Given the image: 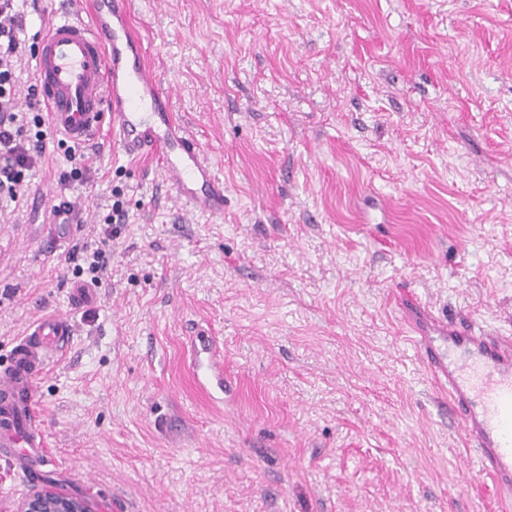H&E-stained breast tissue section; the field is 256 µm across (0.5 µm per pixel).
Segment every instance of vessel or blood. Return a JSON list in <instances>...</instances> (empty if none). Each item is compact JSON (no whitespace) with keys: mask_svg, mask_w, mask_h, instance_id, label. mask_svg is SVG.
Returning <instances> with one entry per match:
<instances>
[{"mask_svg":"<svg viewBox=\"0 0 512 512\" xmlns=\"http://www.w3.org/2000/svg\"><path fill=\"white\" fill-rule=\"evenodd\" d=\"M134 0H91L88 10L60 9L34 58L53 130L90 143L101 125L127 156H156L166 181L190 211L224 214V182L196 139L168 108L169 89L148 64L131 26ZM411 341L448 395L480 472L512 496V336L434 320L410 326ZM73 327L67 316L37 319L12 345L0 371V459L34 484L48 460L35 416V381L64 355ZM193 371L202 386L224 392V356L214 337L191 339Z\"/></svg>","mask_w":512,"mask_h":512,"instance_id":"obj_1","label":"vessel or blood"}]
</instances>
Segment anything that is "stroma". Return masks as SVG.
Here are the masks:
<instances>
[{
	"mask_svg": "<svg viewBox=\"0 0 512 512\" xmlns=\"http://www.w3.org/2000/svg\"><path fill=\"white\" fill-rule=\"evenodd\" d=\"M135 6L224 216L186 211L104 129L73 236L32 202L56 141L0 204V370L39 316L73 319L37 383L45 484L95 512H512L406 332L512 336V0ZM115 188L110 266L72 306L64 257ZM199 332L224 352L220 404L189 368Z\"/></svg>",
	"mask_w": 512,
	"mask_h": 512,
	"instance_id": "obj_1",
	"label": "stroma"
}]
</instances>
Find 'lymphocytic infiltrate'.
Wrapping results in <instances>:
<instances>
[{
	"label": "lymphocytic infiltrate",
	"mask_w": 512,
	"mask_h": 512,
	"mask_svg": "<svg viewBox=\"0 0 512 512\" xmlns=\"http://www.w3.org/2000/svg\"><path fill=\"white\" fill-rule=\"evenodd\" d=\"M20 0H0V200L15 202L29 184V177L45 157L46 142L52 134L40 105L39 85L30 82L26 95H19L16 80L17 64L23 47L17 36L22 27ZM97 152L86 147L67 148L68 165L57 169L59 195L51 198L49 209L57 223H69L77 207L70 192L91 190V172ZM112 254V236L104 234L96 245H84L68 253L66 260L74 275L102 274Z\"/></svg>",
	"instance_id": "obj_1"
}]
</instances>
